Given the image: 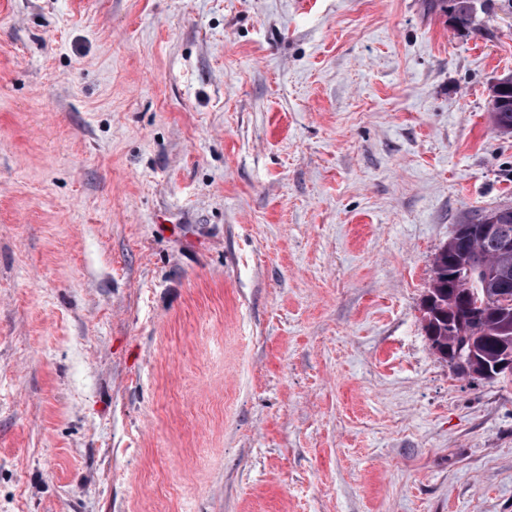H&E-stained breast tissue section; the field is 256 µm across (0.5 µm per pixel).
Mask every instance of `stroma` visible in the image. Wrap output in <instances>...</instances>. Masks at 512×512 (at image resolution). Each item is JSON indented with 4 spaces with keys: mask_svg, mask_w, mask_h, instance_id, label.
Wrapping results in <instances>:
<instances>
[{
    "mask_svg": "<svg viewBox=\"0 0 512 512\" xmlns=\"http://www.w3.org/2000/svg\"><path fill=\"white\" fill-rule=\"evenodd\" d=\"M0 0V512H512V382L422 302L512 206V0ZM457 4V0H439L437 5L442 11L449 14L455 27L459 29L472 28L477 7L470 10L456 9ZM489 97V112L494 129L501 134H512V87L504 90L492 85ZM509 127L511 131L506 130Z\"/></svg>",
    "mask_w": 512,
    "mask_h": 512,
    "instance_id": "35a3bbf8",
    "label": "stroma"
}]
</instances>
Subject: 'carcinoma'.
Listing matches in <instances>:
<instances>
[{"label":"carcinoma","mask_w":512,"mask_h":512,"mask_svg":"<svg viewBox=\"0 0 512 512\" xmlns=\"http://www.w3.org/2000/svg\"><path fill=\"white\" fill-rule=\"evenodd\" d=\"M455 27L470 29L476 10L457 7V0H439ZM489 112L501 134L512 128V88L491 86ZM468 232L448 237L434 258V274L425 298L424 329L440 358L461 350L454 372L466 375L470 355L492 359L505 345L512 350V252L503 254L492 244L485 225L465 221Z\"/></svg>","instance_id":"carcinoma-1"}]
</instances>
